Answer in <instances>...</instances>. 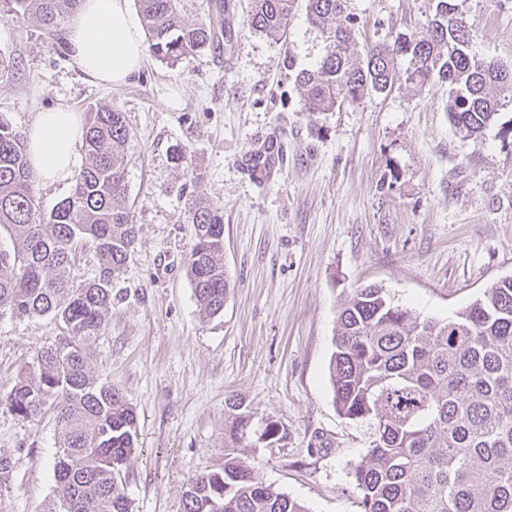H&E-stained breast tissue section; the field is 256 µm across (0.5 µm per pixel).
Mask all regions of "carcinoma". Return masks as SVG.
<instances>
[{
    "mask_svg": "<svg viewBox=\"0 0 512 512\" xmlns=\"http://www.w3.org/2000/svg\"><path fill=\"white\" fill-rule=\"evenodd\" d=\"M185 0H136L148 49L175 64L214 44L212 22L189 24ZM328 50L296 82L304 111L331 112L382 93L400 79L395 58L410 56L405 81L448 84V112L478 144L498 112L512 105V68L479 57L454 0H435L423 31L393 47L355 52L348 0H304ZM17 18L57 32L80 0H0ZM297 0H251L248 28L273 40L288 33ZM88 162L71 195L46 213L37 202L24 135L0 113V313L51 314L60 341L37 354L5 402L31 419L56 412L58 451L50 512H130L120 473L138 449L136 415L119 389L91 374V341L112 308V282L129 259L138 228L127 207L124 157L131 139L124 113L103 106L84 120ZM194 238L186 270L205 316L224 310V210L188 202ZM95 245L98 276L72 275L77 246ZM329 366L336 409L366 422L370 442L352 467L358 512H512V276L446 320L422 319L378 286L358 288L337 317ZM257 423L241 399L228 403L224 466L192 476L182 512H308L260 481L242 451L255 448Z\"/></svg>",
    "mask_w": 512,
    "mask_h": 512,
    "instance_id": "carcinoma-1",
    "label": "carcinoma"
}]
</instances>
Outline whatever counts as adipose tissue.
<instances>
[{
  "label": "adipose tissue",
  "instance_id": "ef3b65f1",
  "mask_svg": "<svg viewBox=\"0 0 512 512\" xmlns=\"http://www.w3.org/2000/svg\"><path fill=\"white\" fill-rule=\"evenodd\" d=\"M67 48L75 66L91 81L116 87L142 66V25L128 0H81L67 25ZM26 137L34 175L50 183L70 178L84 143L78 112L63 103L43 110L27 127Z\"/></svg>",
  "mask_w": 512,
  "mask_h": 512
}]
</instances>
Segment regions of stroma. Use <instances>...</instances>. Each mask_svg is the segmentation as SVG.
Here are the masks:
<instances>
[{"instance_id": "35a3bbf8", "label": "stroma", "mask_w": 512, "mask_h": 512, "mask_svg": "<svg viewBox=\"0 0 512 512\" xmlns=\"http://www.w3.org/2000/svg\"><path fill=\"white\" fill-rule=\"evenodd\" d=\"M231 36L171 66L146 55L124 85L93 83L59 37L0 17V113L26 130L60 103L119 106L134 251L112 284L91 344L95 378L123 393L141 453L121 479L130 512H182L191 474L224 464L226 401L273 418L284 441L251 449L255 472L309 512H357L352 466L367 424L341 417L329 381L339 309L376 284L423 317L445 319L512 276V107L474 146L448 115V87L398 81L309 115L295 82L326 43L304 7L285 39L250 31L249 0H230ZM479 57L512 67V0H456ZM434 0H349L356 44L421 30ZM277 142L272 172L248 158ZM224 209L230 295L203 316L187 276L185 202ZM50 315L0 316V394L59 339ZM53 413L24 420L0 404V452L12 458L0 512H47L55 498Z\"/></svg>"}]
</instances>
